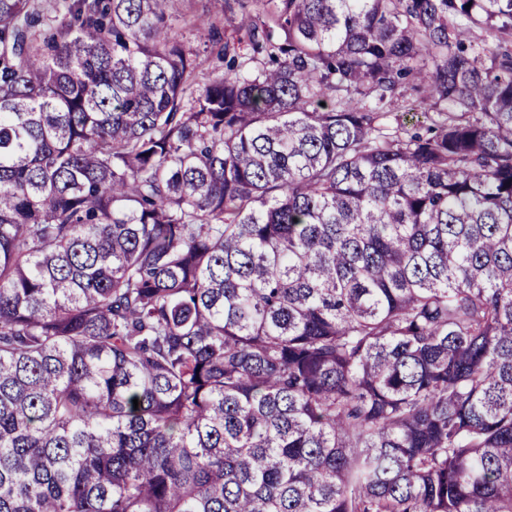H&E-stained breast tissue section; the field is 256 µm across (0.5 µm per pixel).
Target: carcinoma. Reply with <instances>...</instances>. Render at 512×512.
<instances>
[{"mask_svg":"<svg viewBox=\"0 0 512 512\" xmlns=\"http://www.w3.org/2000/svg\"><path fill=\"white\" fill-rule=\"evenodd\" d=\"M185 2L0 0V512H512V0ZM186 6L191 14H195L198 17H212L216 27L223 35L224 41L228 40L231 43L233 41L237 43L240 37V27L243 18H245L247 14L255 15L259 8L254 3L250 2L247 4L245 10H241L236 6L233 16H224L221 12H215L214 2L210 0H191L186 3ZM184 41L187 46L197 52L200 60L202 61V66L196 71L195 80L196 82L203 84L207 80L212 67L217 64V61L211 54L210 45L197 39L193 30H187L184 33ZM418 94L415 91H412L411 89H408L404 93L403 98H399L398 101H396L389 109L391 110V113L388 114L389 116L384 120L387 124H389L390 127H396L397 123H405L408 128H412V124H415L416 120L418 119L421 123L415 128L420 126H427L428 122L426 121L425 115L421 111H412L408 115L407 113V105L408 101H411L413 98H415ZM412 114H414V118L411 119ZM423 122V123H422Z\"/></svg>","mask_w":512,"mask_h":512,"instance_id":"cac0c4a2","label":"carcinoma"}]
</instances>
